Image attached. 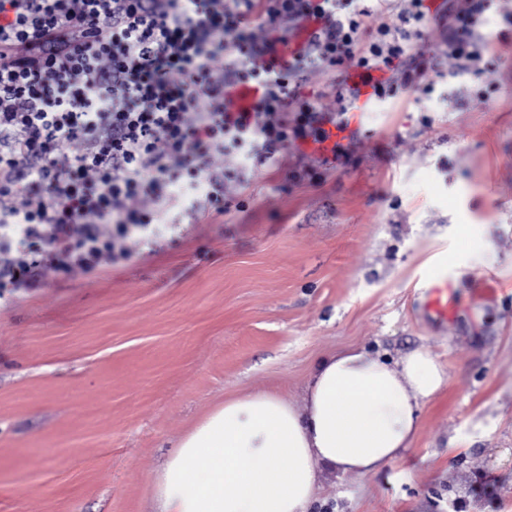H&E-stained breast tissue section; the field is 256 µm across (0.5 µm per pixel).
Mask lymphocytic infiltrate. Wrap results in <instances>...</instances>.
<instances>
[{
  "instance_id": "obj_1",
  "label": "lymphocytic infiltrate",
  "mask_w": 512,
  "mask_h": 512,
  "mask_svg": "<svg viewBox=\"0 0 512 512\" xmlns=\"http://www.w3.org/2000/svg\"><path fill=\"white\" fill-rule=\"evenodd\" d=\"M406 2L369 32L371 9L358 0H0V288L111 259L116 238L157 219L169 186L212 181L214 151L267 161L275 145L324 141L300 91L310 67L350 61L384 74L374 86L383 96L414 88L409 66L430 7ZM496 7L468 0L451 13L448 57L459 69L484 72ZM312 21L319 30L269 79L278 47ZM245 82L262 86L259 103L229 111L226 93Z\"/></svg>"
}]
</instances>
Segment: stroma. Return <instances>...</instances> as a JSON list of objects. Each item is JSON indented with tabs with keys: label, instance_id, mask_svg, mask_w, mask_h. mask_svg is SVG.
<instances>
[{
	"label": "stroma",
	"instance_id": "obj_1",
	"mask_svg": "<svg viewBox=\"0 0 512 512\" xmlns=\"http://www.w3.org/2000/svg\"><path fill=\"white\" fill-rule=\"evenodd\" d=\"M476 76L423 26L421 90L362 112L340 160L216 155L224 212L177 183L131 258L0 289V512H152L168 451L217 403L303 407L315 362L427 348L448 373L377 474L321 470L314 512H512V0ZM447 283L441 320L428 289Z\"/></svg>",
	"mask_w": 512,
	"mask_h": 512
}]
</instances>
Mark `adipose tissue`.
<instances>
[{"label":"adipose tissue","instance_id":"adipose-tissue-1","mask_svg":"<svg viewBox=\"0 0 512 512\" xmlns=\"http://www.w3.org/2000/svg\"><path fill=\"white\" fill-rule=\"evenodd\" d=\"M448 375L424 348H366L315 367L303 408L273 392L215 405L179 440L155 482V512H308L318 464L373 474L415 441Z\"/></svg>","mask_w":512,"mask_h":512}]
</instances>
